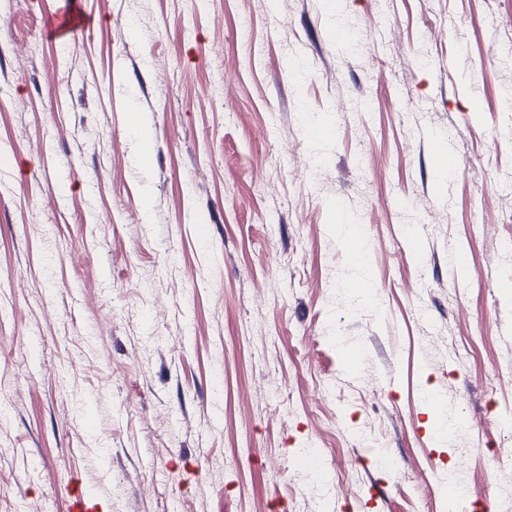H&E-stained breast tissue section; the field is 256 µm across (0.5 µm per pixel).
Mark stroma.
Masks as SVG:
<instances>
[{"instance_id":"1","label":"stroma","mask_w":512,"mask_h":512,"mask_svg":"<svg viewBox=\"0 0 512 512\" xmlns=\"http://www.w3.org/2000/svg\"><path fill=\"white\" fill-rule=\"evenodd\" d=\"M63 2L0 0V512H512V0ZM87 24V19L82 12L76 14H69L63 16L53 17L51 21L47 22L44 28V36L46 38H55L60 32H66L75 35L82 31ZM138 113L133 109L130 113V128L133 135L138 140L139 152L137 154L138 161L140 163H148L152 155L151 150L147 147V141L149 139V133L141 123ZM427 393L430 397L423 402V405L433 414L432 426L430 428L431 435L439 447H444V444L448 441V432L451 433V430L448 429V423L442 421L435 411V407L440 403V399L432 391Z\"/></svg>"}]
</instances>
